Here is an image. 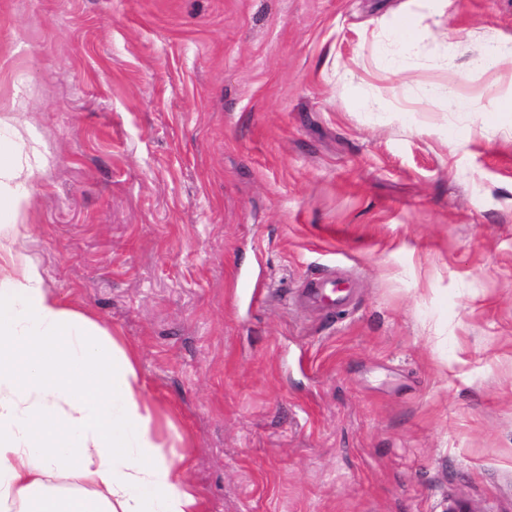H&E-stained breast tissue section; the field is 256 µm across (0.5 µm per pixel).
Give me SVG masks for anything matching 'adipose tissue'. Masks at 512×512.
<instances>
[{"instance_id": "1", "label": "adipose tissue", "mask_w": 512, "mask_h": 512, "mask_svg": "<svg viewBox=\"0 0 512 512\" xmlns=\"http://www.w3.org/2000/svg\"><path fill=\"white\" fill-rule=\"evenodd\" d=\"M0 139V210L25 212L48 164L16 165ZM0 506L38 502V512H200L156 440V411L142 394L134 354L105 328L65 307L40 266L0 225ZM76 462L89 495L49 494L43 475Z\"/></svg>"}]
</instances>
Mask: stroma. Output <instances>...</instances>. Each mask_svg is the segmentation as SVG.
Wrapping results in <instances>:
<instances>
[{
  "label": "stroma",
  "instance_id": "1",
  "mask_svg": "<svg viewBox=\"0 0 512 512\" xmlns=\"http://www.w3.org/2000/svg\"><path fill=\"white\" fill-rule=\"evenodd\" d=\"M508 46L512 0H0V133L50 155L0 224L202 512H512Z\"/></svg>",
  "mask_w": 512,
  "mask_h": 512
}]
</instances>
